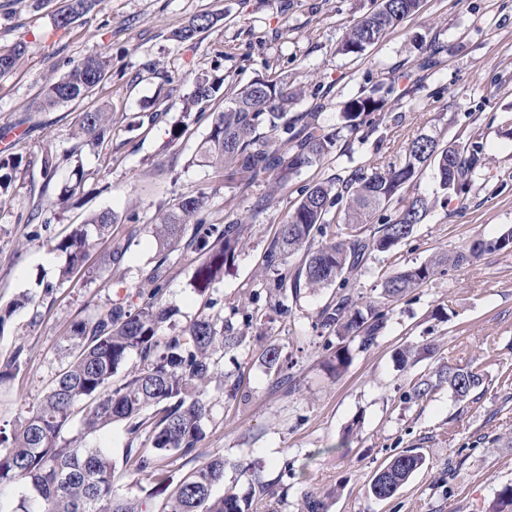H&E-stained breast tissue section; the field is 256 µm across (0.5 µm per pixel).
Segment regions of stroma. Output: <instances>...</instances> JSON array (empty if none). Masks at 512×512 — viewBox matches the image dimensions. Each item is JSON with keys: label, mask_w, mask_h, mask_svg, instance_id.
<instances>
[{"label": "stroma", "mask_w": 512, "mask_h": 512, "mask_svg": "<svg viewBox=\"0 0 512 512\" xmlns=\"http://www.w3.org/2000/svg\"><path fill=\"white\" fill-rule=\"evenodd\" d=\"M369 4L98 0L90 14L59 31L53 5L37 10L33 0H0V50L26 44L14 71L0 77V130L9 132L0 142V157L32 161L45 149L58 157L51 182L20 172L0 199V304L25 295L35 300L14 314L0 336V360L16 347L24 349L20 371L0 382V426L27 415L42 397L64 358L72 322L118 298L115 278L144 283L157 250L147 226L158 211L202 191L209 198V223H246V245L213 291L220 301L216 313L231 318L245 339L221 360L224 380L208 386L212 415L199 459L223 456L224 484L241 493L247 489L246 468L262 466L282 499L273 510L256 502V512H300L305 493L336 487L341 494L329 512H485L501 485L512 481V447L478 442L512 432V249L451 269L389 303L376 344L353 349L351 365L340 374L329 370L330 353L315 327L334 288L302 290L291 314H271L256 329H245L240 316L272 280L263 256L301 189L400 164L407 144L422 133L444 143H483L487 164L461 195L446 194L434 167L424 168L414 191L432 198L434 207L393 253L372 254L351 273L353 293L377 299L386 276L512 227V0H423L417 15L362 57L337 53L342 35ZM202 13L215 17L213 27L190 41L174 39V31ZM433 45L443 48L441 65L419 69ZM102 47L112 57V77L104 86L81 101L31 110L43 85ZM202 71L241 86L259 76L288 78L305 90L294 112L320 103L321 120L329 127L342 126L346 105L371 89H378L386 105L376 127L343 136L333 154L278 192H271L269 176L248 189H231L222 173L190 163L210 128V114L191 115L190 134L169 139L193 78ZM103 105L113 116L111 142L76 145L80 112ZM154 112L159 120L148 122ZM137 116L142 126H133ZM77 168L84 173L77 200L57 204ZM35 205L49 224L38 236L25 222ZM106 209L117 217L113 241L127 248L119 269L101 264L107 249L102 243L70 282L56 287L65 259L49 239ZM196 264V254L173 252L163 295L187 320L201 303L189 286ZM45 281L54 284L52 293H44ZM424 343L436 345L434 357L406 369L397 365L396 350ZM271 345L294 362L288 383L280 387L262 359ZM471 361L483 365L490 378L477 402H457L444 386L428 398L408 399L417 379L438 365ZM85 443L110 449L120 493L144 498L142 481L123 463V424L89 435ZM409 448L425 456V467L395 497H369L375 470Z\"/></svg>", "instance_id": "obj_1"}]
</instances>
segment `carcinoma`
Returning a JSON list of instances; mask_svg holds the SVG:
<instances>
[{
	"label": "carcinoma",
	"instance_id": "cac0c4a2",
	"mask_svg": "<svg viewBox=\"0 0 512 512\" xmlns=\"http://www.w3.org/2000/svg\"><path fill=\"white\" fill-rule=\"evenodd\" d=\"M96 0H63L53 15L58 28L70 26L88 13ZM422 0H376L374 7L346 29L337 51L359 57L390 30L415 16ZM214 18L196 16L181 28V41L209 29ZM26 45L18 42L0 53V77L11 73ZM110 57L93 53L77 61L61 79L46 84L34 108L45 111L87 97L107 80ZM304 94L286 80L258 77L237 88L201 72L194 78L184 114L216 100L223 107L215 113L208 135L199 144L195 163L224 172V180L247 188L259 177L272 174L276 185L312 167L333 153L342 130L354 133L365 124L375 125L373 114L384 100L370 93L348 103L343 128H329L321 112L313 108L296 116L288 111ZM76 136L100 146L112 139V119L103 109L82 113ZM434 165L441 189L459 194L472 186L473 177L485 166L483 146L445 144L428 134H419L406 148L398 167L389 166L369 176L321 182L301 190L302 198L288 213L279 233L268 244L265 265L276 271L282 262L299 258L294 272L281 273L266 291V306L260 296L254 309L245 313L250 325L273 309L288 315L289 299H298L302 289L336 285V294L317 315L327 333L326 346H336L331 368L345 370L350 363V343L371 347L386 327L387 313L378 302L355 299L350 274L373 252L386 253L407 240L431 209L424 196H415L368 230L372 216L387 207L412 184L426 165ZM21 160H0V196L7 194ZM345 202V219L331 228V209ZM208 197L199 192L176 200L150 225L158 254L147 275L149 288L134 286L139 303L117 300L104 309L74 321L65 360L55 372L44 395L28 415L9 430L0 428V485L22 481L28 495L9 512H150L145 503L121 494L113 476L116 464L102 448L83 445L86 436L123 422L137 447L125 449V463L135 475L154 484L152 497L161 499V512H253L256 495L270 494V484L257 472L249 490L239 494L216 488L224 484V458L213 457L176 476L172 458L195 460L204 426L211 417L207 386L217 374L224 353L240 347L244 337L234 332L231 321L206 313L217 305L209 296L216 283L234 266L242 246V222L206 223ZM116 216L110 211L89 215L69 233L51 240V248L65 257L60 284L71 281L89 252L108 240ZM192 231H187V226ZM512 248V227L495 238L478 237L461 249L401 270L381 284L379 297L397 301L432 280L436 275L473 261L484 254ZM177 250L199 256L189 285L205 297L204 310L184 326L178 325L180 309L162 301L169 272V256ZM23 299L0 307V336L16 310L30 303ZM23 349L14 350L0 364V382L11 378L22 364ZM138 368L122 370L130 357ZM488 374L474 363L442 364L421 377L408 398L422 400L443 384L460 402L479 400L486 391ZM78 424L69 438L63 432ZM426 463L420 452L406 450L378 468L367 488L375 499L387 500ZM301 512H328L322 495H305ZM487 512H512V483L496 494Z\"/></svg>",
	"mask_w": 512,
	"mask_h": 512
}]
</instances>
